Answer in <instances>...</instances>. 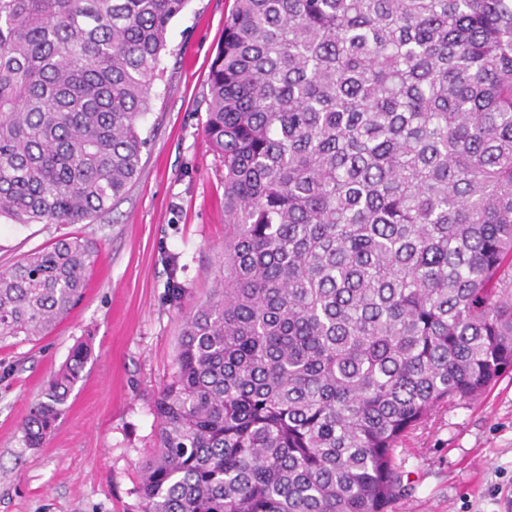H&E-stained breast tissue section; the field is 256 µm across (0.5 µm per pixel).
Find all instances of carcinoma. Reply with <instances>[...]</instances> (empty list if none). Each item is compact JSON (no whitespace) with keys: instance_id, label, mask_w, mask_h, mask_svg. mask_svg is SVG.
I'll use <instances>...</instances> for the list:
<instances>
[{"instance_id":"cac0c4a2","label":"carcinoma","mask_w":512,"mask_h":512,"mask_svg":"<svg viewBox=\"0 0 512 512\" xmlns=\"http://www.w3.org/2000/svg\"><path fill=\"white\" fill-rule=\"evenodd\" d=\"M186 2L0 0V217L85 224L126 194ZM207 112L224 257L153 396L140 512H388L403 439L512 371V0H234ZM95 253L0 270V345L65 319Z\"/></svg>"}]
</instances>
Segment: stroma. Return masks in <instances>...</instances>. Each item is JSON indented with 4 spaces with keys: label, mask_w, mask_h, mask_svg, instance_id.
I'll return each instance as SVG.
<instances>
[{
    "label": "stroma",
    "mask_w": 512,
    "mask_h": 512,
    "mask_svg": "<svg viewBox=\"0 0 512 512\" xmlns=\"http://www.w3.org/2000/svg\"><path fill=\"white\" fill-rule=\"evenodd\" d=\"M234 0H188L170 23L140 126L148 146L127 196L89 224L0 218V269L65 236L96 244L87 289L45 338L0 348V512H139L153 451L151 401L169 379L185 309L224 255V162L205 133L210 65ZM187 293L168 298L171 281ZM93 354L46 444L22 427L72 347ZM408 492L392 512H512V373L434 412L397 450Z\"/></svg>",
    "instance_id": "1"
}]
</instances>
